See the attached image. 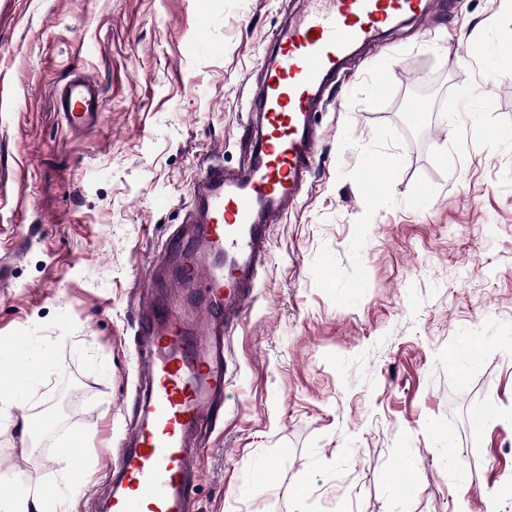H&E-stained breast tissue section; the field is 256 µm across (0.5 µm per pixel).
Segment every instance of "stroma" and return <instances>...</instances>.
<instances>
[{
    "label": "stroma",
    "instance_id": "35a3bbf8",
    "mask_svg": "<svg viewBox=\"0 0 512 512\" xmlns=\"http://www.w3.org/2000/svg\"><path fill=\"white\" fill-rule=\"evenodd\" d=\"M301 5L0 0V375L16 389L0 491L102 512L147 267L201 170L244 164L261 59ZM475 43L489 54L468 57ZM510 59L512 10L451 0L337 76L314 171L228 339L194 512H512L496 494L512 483ZM80 69L102 91L81 132L52 106ZM467 86L483 99L462 119ZM29 414L43 427L25 434Z\"/></svg>",
    "mask_w": 512,
    "mask_h": 512
}]
</instances>
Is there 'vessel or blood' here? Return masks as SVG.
<instances>
[{"label": "vessel or blood", "instance_id": "1", "mask_svg": "<svg viewBox=\"0 0 512 512\" xmlns=\"http://www.w3.org/2000/svg\"><path fill=\"white\" fill-rule=\"evenodd\" d=\"M435 0H304L261 63L262 89L251 102L260 120L242 172L213 164L194 188L203 219L193 236L174 231L147 287L170 278L169 298L140 317L138 366L147 380L137 425L121 440L108 512H192L196 441L212 426L224 393L226 342L240 325L270 260L272 231L305 189L314 168L319 102L358 46L399 22L425 17ZM102 106L95 80L74 74L54 107L75 130L93 126Z\"/></svg>", "mask_w": 512, "mask_h": 512}]
</instances>
